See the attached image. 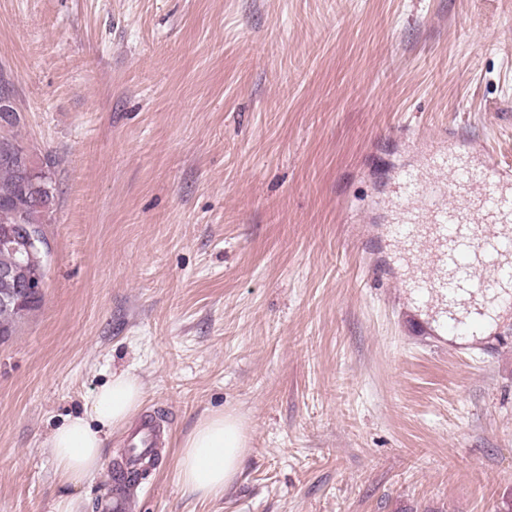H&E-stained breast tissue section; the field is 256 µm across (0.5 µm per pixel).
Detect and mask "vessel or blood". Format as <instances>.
<instances>
[{"mask_svg":"<svg viewBox=\"0 0 512 512\" xmlns=\"http://www.w3.org/2000/svg\"><path fill=\"white\" fill-rule=\"evenodd\" d=\"M461 145L449 136L447 148L427 157V173L391 172L384 232L393 249L380 269L407 267L405 285L420 308L441 314L453 335L469 336L483 318L481 299L493 295L512 309V172L481 152L473 165L456 166ZM159 435L154 420H140L127 443V470L156 452Z\"/></svg>","mask_w":512,"mask_h":512,"instance_id":"obj_1","label":"vessel or blood"}]
</instances>
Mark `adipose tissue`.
Returning a JSON list of instances; mask_svg holds the SVG:
<instances>
[{"instance_id":"adipose-tissue-1","label":"adipose tissue","mask_w":512,"mask_h":512,"mask_svg":"<svg viewBox=\"0 0 512 512\" xmlns=\"http://www.w3.org/2000/svg\"><path fill=\"white\" fill-rule=\"evenodd\" d=\"M145 401L144 384L135 373L122 370L97 389L85 412L67 417L49 439L61 485L77 487L105 464L108 434L127 430ZM248 439L242 419L221 410L202 418L179 444L175 476L183 494L219 499L242 473Z\"/></svg>"}]
</instances>
